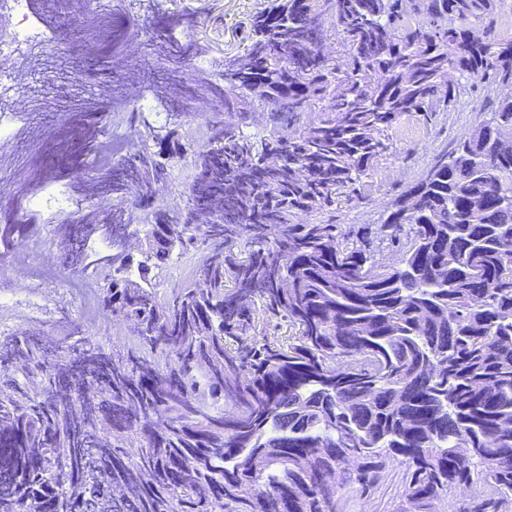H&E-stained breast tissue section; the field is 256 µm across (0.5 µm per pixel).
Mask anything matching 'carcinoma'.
Instances as JSON below:
<instances>
[{
    "label": "carcinoma",
    "mask_w": 512,
    "mask_h": 512,
    "mask_svg": "<svg viewBox=\"0 0 512 512\" xmlns=\"http://www.w3.org/2000/svg\"><path fill=\"white\" fill-rule=\"evenodd\" d=\"M270 2L246 52L205 80L239 123L194 153L184 216L152 197L171 177L158 157L188 152L171 129L112 173L113 211L128 182L141 188L140 258L111 216L62 227L76 239L105 224L99 303L137 326L136 343L51 362L37 343L0 341V361L22 369L0 374V512H337L391 459L393 512H439L451 496V512H512V96L382 223L343 232L325 218L339 197L366 200L401 113L448 111L466 78L512 86V41L463 25L492 0ZM326 19L343 63L321 53ZM196 23L162 17L169 38ZM256 111L269 113L260 142L240 130ZM299 112L315 118L282 141ZM487 195L497 210L481 208ZM201 244L200 277L160 296L172 254ZM482 269L495 278L480 290Z\"/></svg>",
    "instance_id": "1"
}]
</instances>
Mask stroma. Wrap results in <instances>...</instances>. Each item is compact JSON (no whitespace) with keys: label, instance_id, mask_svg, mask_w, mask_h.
Wrapping results in <instances>:
<instances>
[{"label":"stroma","instance_id":"stroma-1","mask_svg":"<svg viewBox=\"0 0 512 512\" xmlns=\"http://www.w3.org/2000/svg\"><path fill=\"white\" fill-rule=\"evenodd\" d=\"M40 14L54 30L50 41H39L14 72L8 96L16 103L13 131L0 138V229L22 225L33 212V201L55 188H64L66 209L57 224L71 223L88 213H107L112 196L102 187L112 179V168L96 164L83 138L86 129L105 137L112 125L126 124L132 137L148 138L179 128L186 139L205 145L212 124L223 121L218 99L199 93L187 110L168 116L161 101L152 110L130 120L129 112L148 98L150 90L178 98L181 90L198 84L196 67H176L173 52L158 37L162 14L189 12L200 15L189 42L213 68H222L247 48L251 17L269 0H117L118 12L133 22L131 33L117 58L103 56L96 36L102 26L97 17L100 0H40ZM503 93L502 86L479 79L447 111L432 119L407 112L387 130L390 149L376 159L367 178L371 191L365 202L339 201L336 222L341 230L354 224H378L387 217L393 200L416 183L436 155L469 133L484 118L485 110ZM67 141H60V130ZM172 179L156 188V204L169 214L189 204L185 191L192 166L174 163ZM12 336L28 334L66 354L70 338L58 334L59 323L73 313L65 289H58L46 307L31 306L0 312ZM403 491L402 468L388 462L384 478L366 497L348 492L345 512H391Z\"/></svg>","mask_w":512,"mask_h":512}]
</instances>
